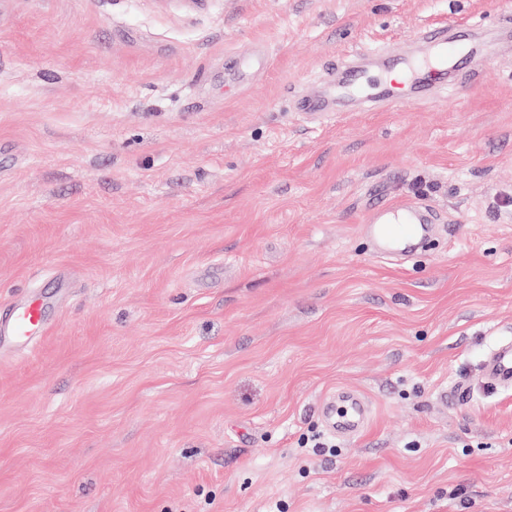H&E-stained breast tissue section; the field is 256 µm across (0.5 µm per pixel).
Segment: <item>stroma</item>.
Wrapping results in <instances>:
<instances>
[{
  "label": "stroma",
  "instance_id": "35a3bbf8",
  "mask_svg": "<svg viewBox=\"0 0 512 512\" xmlns=\"http://www.w3.org/2000/svg\"><path fill=\"white\" fill-rule=\"evenodd\" d=\"M444 20L512 0H0V321L45 307L0 340V512H512V49L297 108ZM404 200L446 223L409 262L365 229ZM11 336L14 341L23 347L28 346L32 336H39L44 332L43 308L35 299L28 300L18 307L0 333ZM481 378L494 390L512 388V338L500 340L482 365ZM325 429L332 435L353 438L369 423L371 407L360 394L337 391L325 397L320 404Z\"/></svg>",
  "mask_w": 512,
  "mask_h": 512
}]
</instances>
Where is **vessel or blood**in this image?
<instances>
[{"instance_id": "obj_1", "label": "vessel or blood", "mask_w": 512, "mask_h": 512, "mask_svg": "<svg viewBox=\"0 0 512 512\" xmlns=\"http://www.w3.org/2000/svg\"><path fill=\"white\" fill-rule=\"evenodd\" d=\"M432 45V53L422 59L396 60L390 75L379 84L364 71H354L350 81L339 87L340 95L367 92L374 98L391 104L412 100L413 88H435L448 83L470 48L463 39L449 37L448 26L435 23L421 32ZM371 231L385 245H400L412 249L416 239L425 237L429 227L407 206H400L394 223L372 225ZM44 331L43 308L34 299L18 307L0 333L10 336L20 346H28L31 337ZM481 378L494 390L512 388V338L500 340L488 353L481 369ZM326 430L335 436L352 438L368 424L371 417L369 402L360 394L341 390L325 397L320 404Z\"/></svg>"}]
</instances>
